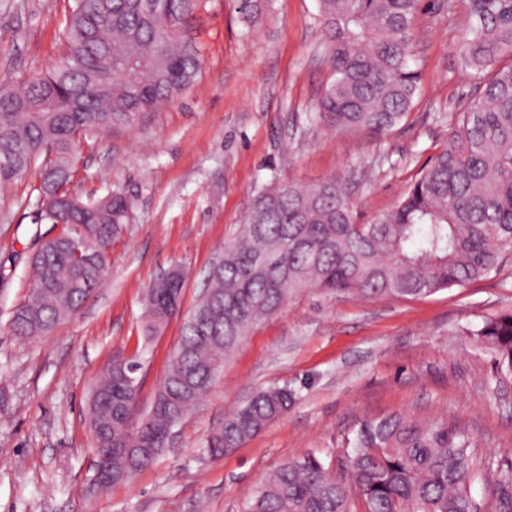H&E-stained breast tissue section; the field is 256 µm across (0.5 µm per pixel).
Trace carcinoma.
<instances>
[{
	"label": "carcinoma",
	"instance_id": "obj_1",
	"mask_svg": "<svg viewBox=\"0 0 512 512\" xmlns=\"http://www.w3.org/2000/svg\"><path fill=\"white\" fill-rule=\"evenodd\" d=\"M472 22L463 64L474 97L447 146L418 172L395 207L357 220L345 179L310 185L275 180L256 191L242 224L211 266L205 292L183 320L178 344L147 417L133 421L138 357L118 359L88 404L97 456L112 454L111 484L130 480L161 453L169 426L200 403L226 357L254 325L307 288L366 298L418 299L497 270L512 245V0H463ZM207 0H74L65 53L45 72L0 81V185L39 165L34 223L62 224L32 261L30 295L13 332L45 336L92 294L112 240L131 220L120 194L70 192L81 135L124 124L175 102L203 67L195 22ZM331 68L313 121L328 131L389 133L420 92L415 23L421 0H318ZM265 0H238L247 22ZM183 271L148 288L146 335L178 313ZM512 371V310L473 332ZM296 391H258L225 415L206 448L221 457L294 403ZM358 490L308 454L274 470L244 512H481L470 492L473 439L446 418L395 413L360 422L344 439ZM494 512H512V461L497 467Z\"/></svg>",
	"mask_w": 512,
	"mask_h": 512
}]
</instances>
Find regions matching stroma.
Masks as SVG:
<instances>
[{"mask_svg":"<svg viewBox=\"0 0 512 512\" xmlns=\"http://www.w3.org/2000/svg\"><path fill=\"white\" fill-rule=\"evenodd\" d=\"M71 4L0 0V76L53 67ZM467 26L461 0H422L420 93L406 121L384 136L329 132L309 120L330 78L317 0H268L252 24L236 0H208L194 85L163 111L81 138L73 193L122 194L132 219L112 243L99 287L41 338L16 336L10 318L30 291L32 256L61 228L33 221L37 170L0 193V512H242L269 471L308 454L338 471L346 434L397 411L448 418L474 438L480 475L471 493L489 504L498 465L512 461V371L473 331L512 309V253L489 277L418 300L301 293L254 326L163 453L128 482L97 485L85 411L98 377L137 355L134 418L146 416L182 318L145 338L144 294L181 265V308L189 310L265 184L344 177L362 224L397 204L474 93V72L459 58ZM274 384L296 390L288 412L211 457L212 428Z\"/></svg>","mask_w":512,"mask_h":512,"instance_id":"1","label":"stroma"}]
</instances>
